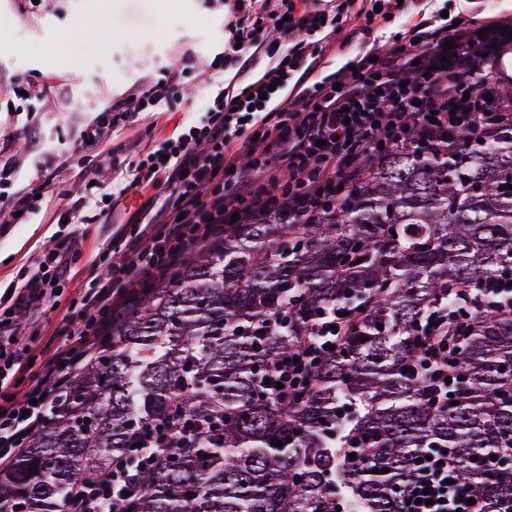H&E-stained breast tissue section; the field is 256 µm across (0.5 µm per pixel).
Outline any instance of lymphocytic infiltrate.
<instances>
[{"label": "lymphocytic infiltrate", "mask_w": 512, "mask_h": 512, "mask_svg": "<svg viewBox=\"0 0 512 512\" xmlns=\"http://www.w3.org/2000/svg\"><path fill=\"white\" fill-rule=\"evenodd\" d=\"M406 11L399 0H360L354 10L287 18L264 2L251 21L233 16L224 46L227 61L250 66L242 51L261 47L268 29L287 38V48L271 56L261 78L231 97L216 96L199 125L134 154L132 186L154 193L144 202L133 235L114 243L121 263L80 292V321L62 328L63 339L50 352L39 349L17 324L20 311L43 310L67 288L68 242L44 248L39 265L0 293V467L41 425L43 409L62 403L73 373L94 354L126 295L181 263L190 248L205 246L236 220L250 224L281 213L292 223L313 218L339 189L378 166L388 149L431 146L472 126L491 130L512 121L480 94L484 73L472 56L479 36L465 27L441 24L417 31L415 42L378 52L377 62L363 56L354 68L314 80L323 53L317 34L352 24L367 33L381 14ZM182 78V70H166L107 109L115 120L126 121L140 108L176 101ZM53 186L48 175L8 195L0 202V222L26 223ZM120 198L117 192L107 198L84 191L58 217L72 224L85 223L90 212L105 218ZM336 318L333 311L323 314L318 333L271 370L270 383L295 375L300 362L335 343ZM33 359L40 363V374L20 387L18 374ZM454 477L446 453L430 449L428 459L415 465L409 488L428 490L431 502L403 505L402 512H480ZM111 487L107 467L73 489L65 512H123L124 499Z\"/></svg>", "instance_id": "lymphocytic-infiltrate-1"}]
</instances>
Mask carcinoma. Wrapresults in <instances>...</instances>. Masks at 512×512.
Wrapping results in <instances>:
<instances>
[{
	"mask_svg": "<svg viewBox=\"0 0 512 512\" xmlns=\"http://www.w3.org/2000/svg\"><path fill=\"white\" fill-rule=\"evenodd\" d=\"M508 52L512 36L480 61L512 113ZM510 185L508 123L396 148L306 224L261 219L214 238L112 319L67 403L0 470V512H62L111 463L117 483L142 486L129 512H401L431 448L447 450L482 512H501L512 479L491 465L512 461V302L476 289L512 269ZM338 304L336 348L269 390V370ZM436 307L468 315L435 331ZM432 349L448 358L446 405L425 370ZM157 425L160 450L131 455Z\"/></svg>",
	"mask_w": 512,
	"mask_h": 512,
	"instance_id": "obj_1",
	"label": "carcinoma"
}]
</instances>
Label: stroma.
<instances>
[{"label":"stroma","mask_w":512,"mask_h":512,"mask_svg":"<svg viewBox=\"0 0 512 512\" xmlns=\"http://www.w3.org/2000/svg\"><path fill=\"white\" fill-rule=\"evenodd\" d=\"M234 0H49L36 13L22 11L19 0H0V80L50 78L66 83L67 93L43 100H19L0 94V142L36 139L38 155L18 152L9 180L0 182V195L41 181L38 160L50 162L55 176L53 194L25 224L0 223V285L18 280L32 268L50 237L59 232L56 214L70 193L80 189L65 152L77 147L83 128L108 123L112 136L91 167L102 166L112 188H125L121 204L105 223L73 226L72 274L58 306L47 308L36 322L34 342L54 349L58 330L67 317H77L70 302L81 288L112 261V234L142 205L138 188L128 186L126 151L134 140L158 141L176 127L196 122L213 90L229 83L244 85L237 68L214 66L224 51ZM447 12L449 22L481 31L497 25L512 27V0H419L403 17L378 21L371 36L348 39L338 32L328 39L322 75L339 71L350 61L377 48L396 46L397 33L420 29L425 19ZM79 46L78 62H69L71 44ZM195 58L183 80L187 87L173 111H144L126 123H111L108 101L124 99L161 68L180 66Z\"/></svg>","instance_id":"35a3bbf8"}]
</instances>
